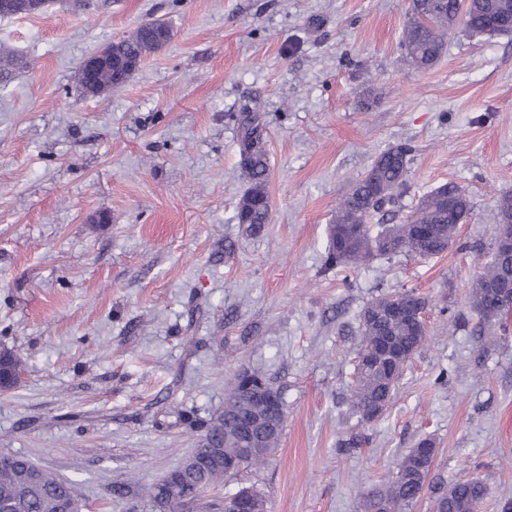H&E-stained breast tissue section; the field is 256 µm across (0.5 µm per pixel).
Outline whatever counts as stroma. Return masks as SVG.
<instances>
[{"mask_svg":"<svg viewBox=\"0 0 512 512\" xmlns=\"http://www.w3.org/2000/svg\"><path fill=\"white\" fill-rule=\"evenodd\" d=\"M72 2L0 17V52L18 60L0 81V351L20 361L0 454L70 482L89 512H152L145 487L248 371L283 397L279 447L195 512L244 484L266 512H362L426 437L436 457L408 512H433L460 478L485 483L480 512H512V313L490 339L468 299L494 253L489 215L512 195V34L457 26L419 70L401 43L411 0ZM148 18L172 41L84 96L83 60ZM246 113L269 165L257 236L236 217ZM404 142L395 223L447 182L470 198L466 222L432 258L330 267L338 200ZM397 291L425 299L428 335L368 422L350 406L360 318Z\"/></svg>","mask_w":512,"mask_h":512,"instance_id":"stroma-1","label":"stroma"}]
</instances>
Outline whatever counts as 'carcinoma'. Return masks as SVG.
<instances>
[{
	"mask_svg": "<svg viewBox=\"0 0 512 512\" xmlns=\"http://www.w3.org/2000/svg\"><path fill=\"white\" fill-rule=\"evenodd\" d=\"M472 36L512 33V0H419L412 8L402 34L406 58L415 68H431L441 57L446 38L458 22ZM172 29L156 20H144L123 38L112 42V58L118 66L78 77L83 94L105 95L130 80L145 58L165 47ZM412 146L400 143L381 152L367 173L356 181L336 205V218L328 228V262L336 267H356L377 257L410 254L422 259L437 256L451 244L458 225L468 218L471 205L466 193L448 182L421 197L410 215L400 224H373L378 214L389 215L401 207L408 190ZM239 171L246 189L237 205V219L258 233L271 223L272 210L267 192L268 159L257 117L244 120L239 144ZM512 280V254L494 252L470 284L472 308L487 321L497 318L492 284ZM421 303L412 292H397L369 304L361 317L360 340L352 387L353 407L366 421L382 417L392 404L403 371L427 337L426 326L378 311L375 306L388 298ZM388 336L403 348L400 358L379 350ZM0 365L8 375L7 389L19 380L20 361L13 353H0ZM260 377L240 375L224 398V414L202 423V436L211 444L194 462L183 459L170 475L148 488L151 503L169 510L184 499L224 479V459L238 456L243 447L242 430L261 415V408L242 395L247 381ZM282 431L265 437L266 456L255 457L245 467L265 463L278 448ZM435 455L429 439L419 441L397 464V472L364 496L365 512H405L423 492L428 471L419 470L418 449ZM486 495L479 481L459 479L434 502L437 512H478ZM79 500L72 485L19 454L0 455V512H77Z\"/></svg>",
	"mask_w": 512,
	"mask_h": 512,
	"instance_id": "carcinoma-1",
	"label": "carcinoma"
}]
</instances>
